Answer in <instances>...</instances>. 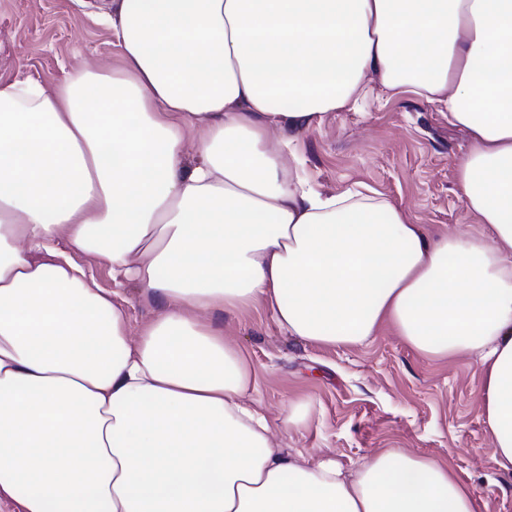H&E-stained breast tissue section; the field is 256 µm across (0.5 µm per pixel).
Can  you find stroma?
Returning a JSON list of instances; mask_svg holds the SVG:
<instances>
[{"label": "stroma", "instance_id": "obj_1", "mask_svg": "<svg viewBox=\"0 0 512 512\" xmlns=\"http://www.w3.org/2000/svg\"><path fill=\"white\" fill-rule=\"evenodd\" d=\"M94 13L81 0H0V79L57 82L84 61L120 69L115 40ZM297 144L321 193L364 184L430 230H477L455 169L468 134L412 92L374 90L358 110L301 132ZM224 333L254 364L253 398L284 450L331 457L349 472L377 451L406 448L447 462L482 512H512V477L490 462L482 374L470 355L430 360L390 334L356 348L318 347L284 334L259 308L225 316ZM294 413L301 424L285 426Z\"/></svg>", "mask_w": 512, "mask_h": 512}]
</instances>
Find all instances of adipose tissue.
Returning a JSON list of instances; mask_svg holds the SVG:
<instances>
[{
  "mask_svg": "<svg viewBox=\"0 0 512 512\" xmlns=\"http://www.w3.org/2000/svg\"><path fill=\"white\" fill-rule=\"evenodd\" d=\"M97 18L122 71L0 81V502L480 512L430 456L388 448L347 473L276 447L248 354L207 317L260 306L319 346L387 328L431 360L474 356L512 476V0H110ZM374 84L468 131L477 234L313 188L298 133ZM126 282L158 307L134 339Z\"/></svg>",
  "mask_w": 512,
  "mask_h": 512,
  "instance_id": "ef3b65f1",
  "label": "adipose tissue"
}]
</instances>
